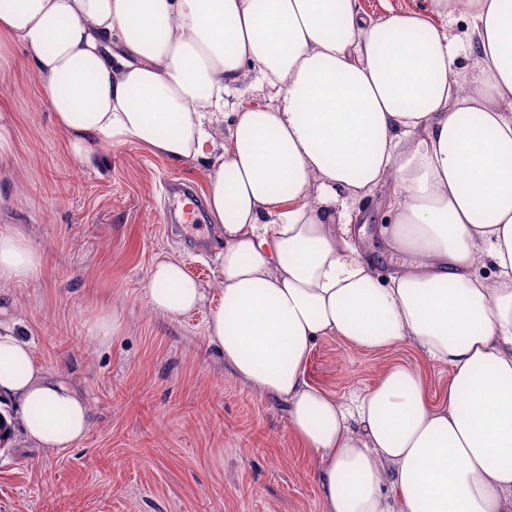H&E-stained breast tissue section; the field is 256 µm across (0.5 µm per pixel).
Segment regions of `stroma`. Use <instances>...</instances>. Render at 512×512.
Masks as SVG:
<instances>
[{
  "label": "stroma",
  "mask_w": 512,
  "mask_h": 512,
  "mask_svg": "<svg viewBox=\"0 0 512 512\" xmlns=\"http://www.w3.org/2000/svg\"><path fill=\"white\" fill-rule=\"evenodd\" d=\"M7 104L15 159L0 225L33 240L42 272L0 288V324L32 344L47 377L86 399L92 421L62 451L15 432L0 448V512H322L316 471L294 448L284 407L225 364L205 310L161 318L144 301L161 257L217 287L223 243L214 226L205 228L210 248L197 250L172 233L164 207L173 182L203 189L202 165L120 144L98 167H81L23 64ZM390 194L382 185L359 200L351 226L382 271L403 261L374 235ZM108 311L116 328L100 342L93 326ZM396 364L416 370L432 394L452 378L412 343L373 351L337 337L316 345L306 375L348 404Z\"/></svg>",
  "instance_id": "1"
}]
</instances>
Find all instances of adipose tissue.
<instances>
[{"instance_id": "ef3b65f1", "label": "adipose tissue", "mask_w": 512, "mask_h": 512, "mask_svg": "<svg viewBox=\"0 0 512 512\" xmlns=\"http://www.w3.org/2000/svg\"><path fill=\"white\" fill-rule=\"evenodd\" d=\"M20 59L81 166L117 143L204 162L220 301L169 258L144 299L162 317L208 307L225 363L284 402L324 512H512V0L382 21L357 0H0V94ZM260 89L272 105L228 108L230 91ZM384 183L393 221L378 232L406 257L385 276L343 230ZM41 265L0 226V286ZM328 336L411 342L451 369L448 393L431 401L395 366L345 406L306 377ZM0 398L47 450L89 430L86 403L8 328Z\"/></svg>"}]
</instances>
